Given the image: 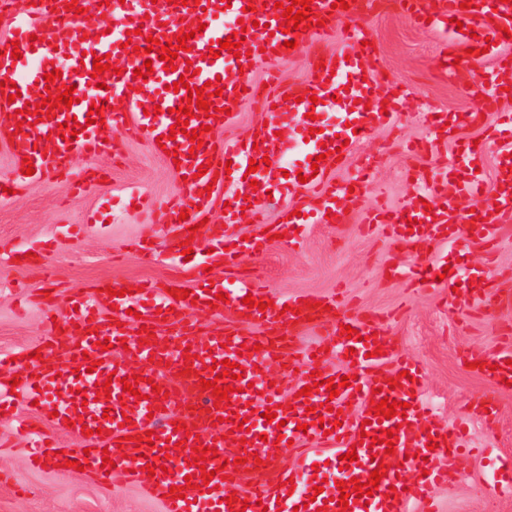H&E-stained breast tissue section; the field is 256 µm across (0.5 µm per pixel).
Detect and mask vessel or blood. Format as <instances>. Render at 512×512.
<instances>
[{"label": "vessel or blood", "mask_w": 512, "mask_h": 512, "mask_svg": "<svg viewBox=\"0 0 512 512\" xmlns=\"http://www.w3.org/2000/svg\"><path fill=\"white\" fill-rule=\"evenodd\" d=\"M291 5L292 0H267L265 7L249 11V0H191L187 5H171L167 0H83L85 12L77 16L65 11L69 0H44L42 5L29 7L26 12L13 15L12 31L16 33L21 58L0 57V82L16 83L21 95L15 100L0 96V136L5 137L16 163L14 174L0 191V204L9 201L10 190L22 189L28 182L21 167L23 158H30L36 176L57 175L68 170L75 156L95 157L105 152H118L116 142L105 141L101 125L126 130L132 137L156 140L165 136L164 147L177 152L180 175L185 178L180 191L170 205L166 221L173 229L171 236V266L186 275L190 296L174 298L163 287L143 282L140 291L112 297L97 289L73 290L69 305L57 311L50 298H43L45 318H56L57 326L48 328L46 344L41 347V359L32 357L8 361L0 356V416L13 413L14 399L33 405L36 415L48 420L44 429L31 431L27 421H18L19 433H34L35 458L53 454L55 463L64 460L79 461L85 473L95 483L111 484L116 469L128 470L129 480L146 498L159 502L162 512H238L226 502V486L237 485L250 475L258 476L254 489L238 492V500L247 504L245 512H410L412 503H421V512H436V488L446 483L454 469V461L463 446V434L456 427H429L425 415L429 410L420 396L421 374L418 366L397 358L389 335L385 315L360 309H347L345 302L334 295L322 297L320 305L308 307L300 295L273 297L263 286L241 278L234 285L213 280L209 271L214 263H221L225 271H234L243 250L260 254L264 251L263 238L236 240L233 232L241 211H248L253 221L270 232L278 234L289 228V210L281 208L269 215L265 205L269 197H284L286 192L306 190L311 204L302 211L304 224H321L326 214L336 216L337 223H345V204H357L359 192L365 185L357 179L347 189L327 181V171L335 167L334 157L324 154V143L341 137L350 143L364 140L380 125L395 123L405 103L400 87L383 79L384 67L380 56L370 47L372 32L365 23L366 13L354 0L348 9L333 8V0H313L312 9L318 19L316 26L301 32H283L277 18L275 2ZM469 9L461 8V0H407L403 10L418 25L446 24L457 18L463 24L448 43V57L455 60L454 76L470 84L473 91L484 94L485 109L497 113L498 123L492 136L501 143L512 142V113L498 110L504 88H512V67L499 54L506 44L505 29H512V0H472ZM109 15L122 30L120 37L105 33L99 16ZM349 23V30H340V23ZM243 32V57H234L232 50H221L219 57L209 59L211 44L226 39L234 32ZM189 34V48L179 51L174 70H166L157 52L144 55L130 54L125 42L145 46L147 37L160 42L172 41L178 34ZM297 42L299 49L312 51L314 57L325 56L324 47L341 41L342 47L329 59L331 69H311L305 86L312 97L322 100L339 97L343 109L348 110L350 123L337 127L335 132H313L309 119L310 99L295 101L286 98L285 88L278 87L261 93L250 76L239 69L250 60L264 59L276 62L293 57L294 51L285 48V41ZM297 48V49H298ZM65 55L62 83L75 86L77 101L70 109L52 111L50 119L34 121L24 113L25 96L31 87L43 84L45 73L51 72L56 55ZM110 56L124 63L121 75L106 71L93 73V59ZM152 60L154 73L148 78L135 76L136 68L144 60ZM193 66L195 74L188 88L171 91L170 86L184 75L186 66ZM211 84L219 94L212 102L218 107V117L193 118L190 129L208 125L221 129L230 121L229 111L248 103H260L268 121L259 127L256 146L239 140L225 142L215 148L210 133L204 134L201 149H192L184 134H171L175 114L181 100L188 96L189 87ZM385 101L386 111L368 112L365 102ZM102 107L104 124H87L90 106ZM160 114H153V107ZM78 121L84 129L76 138L62 139L59 126ZM291 128L300 137L308 138L312 148L298 164V173L290 174L286 182H275L270 177L258 179L257 187H250L245 179L250 160L263 156H285L291 150L288 143L277 136L278 130ZM485 150L465 144L455 162H441L443 175L452 174L456 167L471 170L470 179L459 182L456 191L462 196H478L479 167ZM229 164L230 175L217 174L216 164ZM206 167V175H199V167ZM499 187L492 203L480 208L479 218L456 208L448 199L438 180H431L416 189L406 204L398 209L381 207L368 213L367 224L384 226L389 237L399 245L392 262L399 275L410 285L434 288L455 287L454 276H440V268L423 255L405 260V248L429 240L435 243L457 244L479 241L493 245L495 229L512 223V158L502 159L496 173ZM226 191L228 206L223 224L207 223L215 200L213 195ZM253 195L252 207H245V195ZM188 210L187 220H180L181 210ZM203 224L206 234L205 252L185 259L181 243L189 236V226ZM475 283L460 287L453 296V305L472 309H490L504 305L505 300L494 282L499 274L493 268L480 272ZM228 295V302H216V294ZM266 302V309H252L245 304L246 296ZM232 311L241 324L221 331L199 332L196 315L209 309ZM141 321L151 335L146 341L127 332L128 324ZM321 325L327 336L312 349L294 351L291 335L298 326ZM357 330L354 338L341 336L342 326ZM178 328L181 348L166 349L163 330ZM109 341L108 349L98 347V338ZM190 347L192 359H184L182 347ZM287 356L288 367L299 370L301 385L311 386L307 396L290 399V411H282L284 402L280 392L270 387L265 377L273 357ZM351 357L347 372L331 371L328 358ZM472 360L494 365L490 378L494 384L512 381V336L503 337L500 345L489 352L472 353ZM96 360V368H89V360ZM393 360L396 371H408L401 387L379 394L385 379L379 369L383 361ZM243 366L241 379H221L231 386L229 407L214 408L211 391L201 390V380L217 378L215 366L222 361ZM139 373V396L124 393L122 378ZM116 381H109V374ZM167 380L160 386L167 400L151 399L150 381L159 374ZM352 374L349 386L341 388L338 397H330L326 379H341ZM20 377L19 385H12L13 377ZM109 382V394L97 392L96 386ZM407 403L405 415L370 422L373 402L382 398ZM330 404L327 412H319L320 404ZM277 406V422H267L263 414L268 406ZM130 407L131 424H124L121 411ZM186 423V430L175 429V422ZM307 431H300V424ZM393 430L392 441L396 452L416 449V458L407 461L410 478L398 477L388 470L379 487L369 499L350 495L348 509L337 503L338 489L323 491L315 500H308L306 491H288L286 483L294 471L277 462L276 439L292 442L294 449L307 451L318 448L334 449L337 455L353 451L357 461L349 468L337 471L336 478L350 481L356 478L367 482L378 462H390L383 445L373 444V436L381 430ZM69 433L81 437L77 448H62L60 438ZM151 434V442H144V434ZM185 441V449H178V441ZM217 449L216 457L204 467L187 465L192 447ZM111 458V466H104V458ZM241 466H234V459ZM224 467V475H215L217 467ZM213 471L207 486L193 488L185 498L169 499L171 486H184L186 478H200L203 470Z\"/></svg>", "instance_id": "vessel-or-blood-1"}]
</instances>
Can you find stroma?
<instances>
[{
	"instance_id": "1",
	"label": "stroma",
	"mask_w": 512,
	"mask_h": 512,
	"mask_svg": "<svg viewBox=\"0 0 512 512\" xmlns=\"http://www.w3.org/2000/svg\"><path fill=\"white\" fill-rule=\"evenodd\" d=\"M369 26L389 80L405 84L410 103L392 125L375 128L357 144L348 163L331 170L335 182L358 176L363 163L373 162L371 183L349 211L344 224H309L295 241L271 240L266 254H243L241 267L275 295H326L341 291L361 309L389 316V330L399 353L417 362L424 375V397L433 405L432 421L455 423L476 398L492 392L490 382L466 367L470 350L490 351L502 329L512 326V313L491 312L477 317L449 304L445 293L414 288L387 275L396 248L382 227L360 228L358 209L384 201L402 206L414 186L412 176L436 174L438 159L425 155L409 159V142L428 139L433 112H478L481 100L453 78L434 72L443 60L447 34L418 28L395 7L383 5L371 13ZM74 172L88 168L111 170L112 181L98 184L88 195H73L68 178L31 181L8 205L0 206V243L19 250L36 249L41 267L55 275V306L65 309L69 291L99 282L134 283L167 280L169 261L159 257L143 265L134 244L145 231L157 241L169 236L166 203L180 180L143 138L125 144L121 167L109 155L75 158ZM149 199L145 209L127 207L129 195ZM430 259L456 268L460 276L493 266L512 270V224L502 225L494 249L433 245ZM25 263L0 266V354L19 355L37 345L45 327L40 307H16L15 285L38 292L46 284L40 269ZM499 419L494 428L475 423L467 437L470 451L459 458V469L437 492L439 512H512V496H495L490 478L498 458L512 456V390L497 392ZM0 437L11 446L0 454V470L13 481L0 484V512H162L159 503L143 498L123 472L111 485L92 483L84 474H61L28 462L27 437L0 422Z\"/></svg>"
}]
</instances>
